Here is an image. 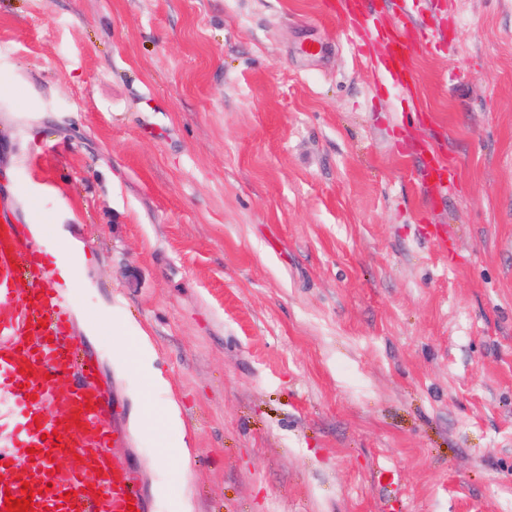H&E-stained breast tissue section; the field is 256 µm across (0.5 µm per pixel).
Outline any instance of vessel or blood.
I'll use <instances>...</instances> for the list:
<instances>
[{
    "label": "vessel or blood",
    "mask_w": 512,
    "mask_h": 512,
    "mask_svg": "<svg viewBox=\"0 0 512 512\" xmlns=\"http://www.w3.org/2000/svg\"><path fill=\"white\" fill-rule=\"evenodd\" d=\"M330 15L359 18L372 33V0H324ZM420 30L404 9L385 31L381 67L394 88L414 84L410 52ZM425 177L452 193L451 168L434 152ZM69 293L58 254L34 247L20 225L0 218V512L5 496L25 498L31 512H145L128 466L109 448L105 417L113 404L91 378L73 381L77 340L71 333Z\"/></svg>",
    "instance_id": "b4317fda"
}]
</instances>
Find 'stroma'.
<instances>
[{
	"mask_svg": "<svg viewBox=\"0 0 512 512\" xmlns=\"http://www.w3.org/2000/svg\"><path fill=\"white\" fill-rule=\"evenodd\" d=\"M416 9L410 102L321 0H0V214L73 244L147 512H512V0ZM425 177L432 181L441 193L452 194L455 179L451 168L434 152L427 150L425 156ZM145 388L133 399L132 424L137 431L151 432L150 423L156 410L152 392L163 386V380L155 374H146Z\"/></svg>",
	"mask_w": 512,
	"mask_h": 512,
	"instance_id": "1",
	"label": "stroma"
}]
</instances>
